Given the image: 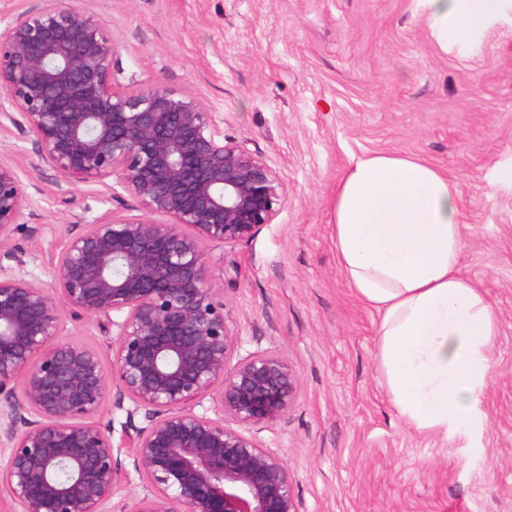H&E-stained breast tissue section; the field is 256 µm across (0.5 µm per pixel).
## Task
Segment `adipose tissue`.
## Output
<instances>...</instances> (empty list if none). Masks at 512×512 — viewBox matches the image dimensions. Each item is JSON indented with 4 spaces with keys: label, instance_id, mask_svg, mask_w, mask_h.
Instances as JSON below:
<instances>
[{
    "label": "adipose tissue",
    "instance_id": "obj_1",
    "mask_svg": "<svg viewBox=\"0 0 512 512\" xmlns=\"http://www.w3.org/2000/svg\"><path fill=\"white\" fill-rule=\"evenodd\" d=\"M441 46L467 42L502 0H422ZM463 199L436 166L379 153L352 161L332 204L336 253L379 314L391 402L417 431L447 435L482 420L496 316L462 274Z\"/></svg>",
    "mask_w": 512,
    "mask_h": 512
}]
</instances>
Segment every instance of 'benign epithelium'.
<instances>
[{
  "label": "benign epithelium",
  "mask_w": 512,
  "mask_h": 512,
  "mask_svg": "<svg viewBox=\"0 0 512 512\" xmlns=\"http://www.w3.org/2000/svg\"><path fill=\"white\" fill-rule=\"evenodd\" d=\"M112 53L106 24L69 7L0 31V134L26 127L44 164L115 176L146 212L70 237L46 288L13 239L31 197L0 163V258L14 262L0 264V488L19 512H301L285 460L227 423L276 421L298 377L279 354L228 368L236 335L206 251L272 223L281 184L188 93L115 89ZM68 318L112 337V373L63 339ZM109 402L126 410L117 443L94 421ZM123 450L142 490L115 503Z\"/></svg>",
  "instance_id": "1"
}]
</instances>
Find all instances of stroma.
I'll list each match as a JSON object with an SVG mask.
<instances>
[{
	"instance_id": "obj_1",
	"label": "stroma",
	"mask_w": 512,
	"mask_h": 512,
	"mask_svg": "<svg viewBox=\"0 0 512 512\" xmlns=\"http://www.w3.org/2000/svg\"><path fill=\"white\" fill-rule=\"evenodd\" d=\"M104 21L112 78L161 83L217 115L278 175L283 206L251 240L209 247L236 344L299 379L275 422L249 428L280 454L302 512H512V0L465 46L442 49L417 0H58ZM392 153L447 171L464 197L461 271L498 322L482 427L421 433L393 407L378 315L340 268L331 224L353 159ZM33 200L14 234L37 243L42 283L66 239L115 211L112 186L41 162L34 137H0Z\"/></svg>"
}]
</instances>
